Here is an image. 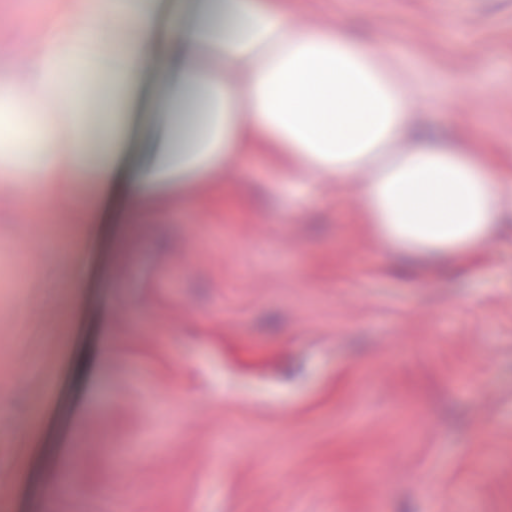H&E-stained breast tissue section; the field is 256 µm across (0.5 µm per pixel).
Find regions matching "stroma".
<instances>
[{
  "label": "stroma",
  "instance_id": "1",
  "mask_svg": "<svg viewBox=\"0 0 512 512\" xmlns=\"http://www.w3.org/2000/svg\"><path fill=\"white\" fill-rule=\"evenodd\" d=\"M296 7L425 67L446 108L422 121L490 160L512 148V0ZM78 16L98 0H0L17 39L55 32L60 95L100 89L89 154L124 113L142 153L150 80L88 69ZM39 78L33 54L0 79V113ZM60 122L43 103L0 150L27 171ZM268 181L257 159L198 209L109 204L82 288L66 228L0 209L5 512H512V229L402 278L353 189Z\"/></svg>",
  "mask_w": 512,
  "mask_h": 512
}]
</instances>
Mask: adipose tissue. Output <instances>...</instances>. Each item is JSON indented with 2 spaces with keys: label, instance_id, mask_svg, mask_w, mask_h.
<instances>
[{
  "label": "adipose tissue",
  "instance_id": "ef3b65f1",
  "mask_svg": "<svg viewBox=\"0 0 512 512\" xmlns=\"http://www.w3.org/2000/svg\"><path fill=\"white\" fill-rule=\"evenodd\" d=\"M99 9L129 31L118 73L131 79L148 67L169 117L133 168L119 147L90 159L81 148L86 103L65 99L68 150L23 175L0 166L14 198H52L84 175L100 204L161 208L199 199L262 154L273 174L300 185L355 183L365 223L409 257L440 261L502 222L512 152L491 163L416 121L414 101L427 89L399 82L394 58L353 25L297 26L295 0H209L193 25L173 16L163 28L136 0L121 10L101 0Z\"/></svg>",
  "mask_w": 512,
  "mask_h": 512
}]
</instances>
